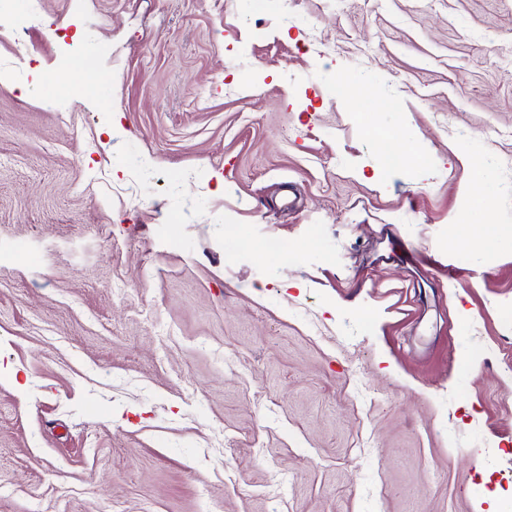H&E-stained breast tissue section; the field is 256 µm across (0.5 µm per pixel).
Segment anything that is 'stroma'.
I'll use <instances>...</instances> for the list:
<instances>
[{"label": "stroma", "mask_w": 512, "mask_h": 512, "mask_svg": "<svg viewBox=\"0 0 512 512\" xmlns=\"http://www.w3.org/2000/svg\"><path fill=\"white\" fill-rule=\"evenodd\" d=\"M0 11V512H512V0Z\"/></svg>", "instance_id": "stroma-1"}]
</instances>
